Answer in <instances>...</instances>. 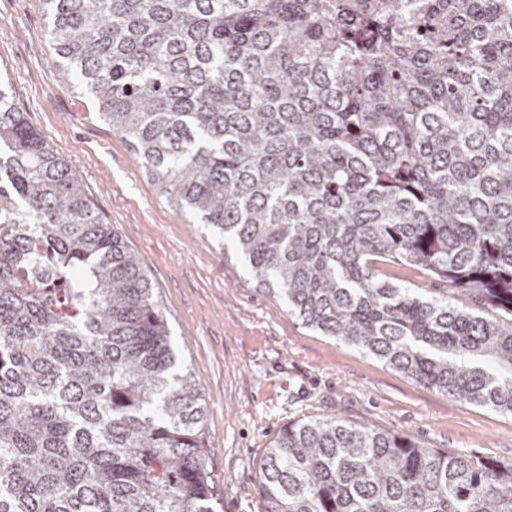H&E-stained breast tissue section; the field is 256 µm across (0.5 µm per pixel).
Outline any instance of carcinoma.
<instances>
[{"label": "carcinoma", "mask_w": 512, "mask_h": 512, "mask_svg": "<svg viewBox=\"0 0 512 512\" xmlns=\"http://www.w3.org/2000/svg\"><path fill=\"white\" fill-rule=\"evenodd\" d=\"M65 84L304 325L512 415V0H43ZM0 512H215L139 258L0 82ZM46 265L52 279L25 286ZM265 512H512V464L288 424ZM378 271L390 277L394 284L425 288L428 297H447L452 300L448 283L430 278L417 268L378 264Z\"/></svg>", "instance_id": "carcinoma-1"}]
</instances>
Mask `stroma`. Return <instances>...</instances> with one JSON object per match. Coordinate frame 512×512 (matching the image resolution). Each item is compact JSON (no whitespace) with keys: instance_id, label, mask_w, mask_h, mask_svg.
<instances>
[{"instance_id":"35a3bbf8","label":"stroma","mask_w":512,"mask_h":512,"mask_svg":"<svg viewBox=\"0 0 512 512\" xmlns=\"http://www.w3.org/2000/svg\"><path fill=\"white\" fill-rule=\"evenodd\" d=\"M0 78L156 287L203 399L216 512H264L260 465L297 421L339 415L451 456L512 463V415L447 397L306 327L165 197L92 95L61 81L42 0H0Z\"/></svg>"}]
</instances>
